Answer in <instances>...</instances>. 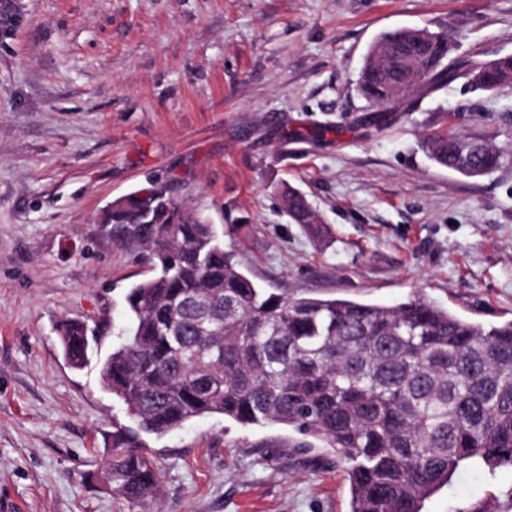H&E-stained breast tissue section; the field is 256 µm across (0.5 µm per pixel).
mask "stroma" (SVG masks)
I'll return each mask as SVG.
<instances>
[{
    "instance_id": "1",
    "label": "stroma",
    "mask_w": 512,
    "mask_h": 512,
    "mask_svg": "<svg viewBox=\"0 0 512 512\" xmlns=\"http://www.w3.org/2000/svg\"><path fill=\"white\" fill-rule=\"evenodd\" d=\"M0 512H128L101 479L131 425L97 362L72 369L54 326L128 325L148 266L97 222L153 180L224 234L270 290L392 304L418 295L512 319V90L466 80L378 111L357 90L399 26L457 33L456 56L512 55V0H0ZM489 139L500 167L435 164L426 135ZM299 189L326 236L285 213ZM146 442L156 512H349L330 448L281 425L197 418ZM512 512V471L462 469L423 512Z\"/></svg>"
}]
</instances>
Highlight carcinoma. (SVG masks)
Here are the masks:
<instances>
[{"label": "carcinoma", "instance_id": "obj_1", "mask_svg": "<svg viewBox=\"0 0 512 512\" xmlns=\"http://www.w3.org/2000/svg\"><path fill=\"white\" fill-rule=\"evenodd\" d=\"M416 34L435 39L423 57ZM454 49L446 31H384L358 88L382 109L401 88L457 79L512 89L511 55L475 63ZM427 144L438 165L467 177L501 163L489 141L461 133L437 131ZM286 205L294 223L319 231L303 194L288 190ZM98 223L152 272L125 296L128 335L99 361L104 388L137 423L112 431L102 471L130 508L150 512L162 482L140 433L214 415L326 442L346 464L349 512H422L463 467L512 469V320L476 321L420 296L387 305L269 292L161 183L112 200ZM56 333L67 363L83 368L95 331L63 318Z\"/></svg>", "mask_w": 512, "mask_h": 512}]
</instances>
